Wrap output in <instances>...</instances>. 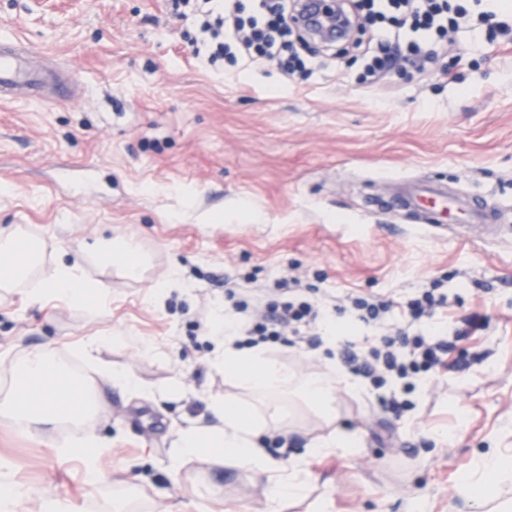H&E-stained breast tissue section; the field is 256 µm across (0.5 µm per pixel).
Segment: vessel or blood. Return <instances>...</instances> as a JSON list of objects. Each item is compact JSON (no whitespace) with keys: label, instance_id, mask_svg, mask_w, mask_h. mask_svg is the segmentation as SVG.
I'll use <instances>...</instances> for the list:
<instances>
[{"label":"vessel or blood","instance_id":"1","mask_svg":"<svg viewBox=\"0 0 512 512\" xmlns=\"http://www.w3.org/2000/svg\"><path fill=\"white\" fill-rule=\"evenodd\" d=\"M32 50L18 40L4 38L0 40V99L10 98L12 92L20 87L37 89L40 85L38 71L29 68L28 61ZM427 202V223L455 224L466 228L486 225L490 216L488 202L477 198L466 201L459 196L435 188L411 184L408 194L396 196L394 204L399 208H408Z\"/></svg>","mask_w":512,"mask_h":512}]
</instances>
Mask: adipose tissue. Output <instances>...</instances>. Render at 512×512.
Returning a JSON list of instances; mask_svg holds the SVG:
<instances>
[{"label":"adipose tissue","mask_w":512,"mask_h":512,"mask_svg":"<svg viewBox=\"0 0 512 512\" xmlns=\"http://www.w3.org/2000/svg\"><path fill=\"white\" fill-rule=\"evenodd\" d=\"M45 251V243L37 237L19 232L0 234V290L25 286L33 300L63 298L85 309L105 302L106 288L87 277L80 260L49 263ZM96 259L121 267L133 279L141 278L144 272L145 259L138 246L128 240L101 241ZM216 360L227 377L268 395L271 411H278L280 399L294 388L323 412L332 409L335 387L330 376L296 381L286 365L267 358L262 348L239 349L229 338L220 341ZM210 409L215 424L189 426L178 432L171 470H179L185 460L206 451L268 475L273 497H297L304 492L311 478L305 459L298 457L288 465H274L258 445L267 424L256 413L226 398L211 400ZM98 414L91 386L48 350L27 353L12 370L9 391L0 392V417L9 419L18 431H51L67 423L78 426V434L63 438L60 446L85 449L88 473L97 481L103 478L96 467L102 444L84 424ZM490 482L497 486L511 483L512 467L497 457L484 460L476 472L464 477L461 491L481 505L488 499L486 485Z\"/></svg>","instance_id":"obj_1"}]
</instances>
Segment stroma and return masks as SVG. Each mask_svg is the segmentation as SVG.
<instances>
[{"instance_id": "obj_1", "label": "stroma", "mask_w": 512, "mask_h": 512, "mask_svg": "<svg viewBox=\"0 0 512 512\" xmlns=\"http://www.w3.org/2000/svg\"><path fill=\"white\" fill-rule=\"evenodd\" d=\"M198 35L165 0H0V37L77 80L65 100L0 102V232L42 239L50 259H84L108 290L92 311L22 288L0 301V390L15 362L52 350L100 394L93 430L106 443L104 479L91 482L60 432L19 435L0 418V464L27 489L0 512H477L462 474L493 454L512 461V40L469 23L436 48L430 72L405 63L364 83L358 31L304 79L270 62L210 65L193 53ZM405 180L487 200L499 230L426 228L414 210L382 208ZM102 238L133 240L143 279L88 259ZM244 274L257 288L288 275L321 295L389 300L395 324L437 280L447 330L473 313L489 327L458 343L447 371L419 375L399 417L338 351H269L336 386L332 415L293 399L270 423L268 457L307 456L312 474L304 497L274 499L266 476L229 461L169 467L176 432L213 423L210 399L263 408L193 328ZM94 337L96 361L78 358ZM105 368L132 372L139 390ZM337 430L358 436L355 454L308 455Z\"/></svg>"}]
</instances>
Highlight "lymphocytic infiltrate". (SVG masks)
I'll list each match as a JSON object with an SVG mask.
<instances>
[{
  "label": "lymphocytic infiltrate",
  "mask_w": 512,
  "mask_h": 512,
  "mask_svg": "<svg viewBox=\"0 0 512 512\" xmlns=\"http://www.w3.org/2000/svg\"><path fill=\"white\" fill-rule=\"evenodd\" d=\"M481 2L472 0L467 7L460 0H354L352 9H340L336 19L341 28L359 21L368 24L367 75L378 80L403 51L418 69H425L432 60L433 42L457 29L465 17L484 21L486 14L478 9ZM170 6L179 17L191 16L198 22L204 35L201 50L209 60L227 55L249 62L283 57L288 74L308 71L310 60L303 55L307 26L300 0H170ZM225 299L224 331L236 337L238 346H315L310 331L323 320V305L304 296L297 280L277 278L272 287L256 294L229 288ZM447 301L438 283H431L408 301L406 326L390 331L388 301L346 294L337 313L350 317L353 324L378 329L379 336L364 348L344 338V365L374 388L391 381L407 390L419 374L447 368L454 341L426 332Z\"/></svg>",
  "instance_id": "lymphocytic-infiltrate-1"
}]
</instances>
